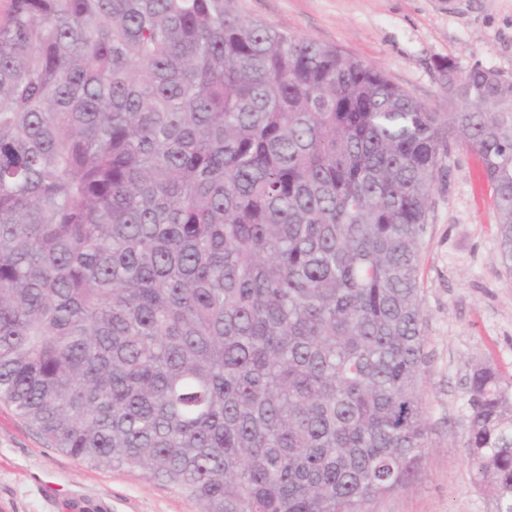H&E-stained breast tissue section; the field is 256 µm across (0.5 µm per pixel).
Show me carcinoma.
Listing matches in <instances>:
<instances>
[{"mask_svg":"<svg viewBox=\"0 0 512 512\" xmlns=\"http://www.w3.org/2000/svg\"><path fill=\"white\" fill-rule=\"evenodd\" d=\"M378 66L234 0H11L0 19V402L199 512H368L426 447L420 246L453 143L512 272V79ZM464 447L512 512V382Z\"/></svg>","mask_w":512,"mask_h":512,"instance_id":"carcinoma-1","label":"carcinoma"}]
</instances>
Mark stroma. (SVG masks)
Returning <instances> with one entry per match:
<instances>
[{
    "mask_svg": "<svg viewBox=\"0 0 512 512\" xmlns=\"http://www.w3.org/2000/svg\"><path fill=\"white\" fill-rule=\"evenodd\" d=\"M239 12L381 67L433 110L448 109L434 64L512 78V0H237ZM420 248L427 445L405 487L369 512H498L464 446L476 363L512 378V274L498 261L497 215L478 157L451 145ZM0 512H198L139 471L91 467L0 404Z\"/></svg>",
    "mask_w": 512,
    "mask_h": 512,
    "instance_id": "1",
    "label": "stroma"
}]
</instances>
